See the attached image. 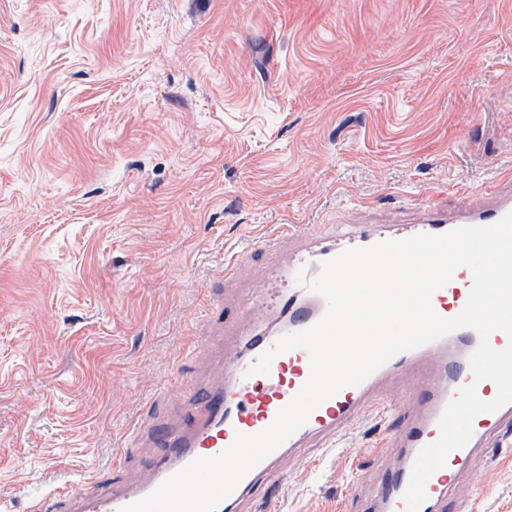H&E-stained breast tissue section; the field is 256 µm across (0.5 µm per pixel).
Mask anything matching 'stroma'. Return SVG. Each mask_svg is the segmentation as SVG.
<instances>
[{
  "label": "stroma",
  "mask_w": 512,
  "mask_h": 512,
  "mask_svg": "<svg viewBox=\"0 0 512 512\" xmlns=\"http://www.w3.org/2000/svg\"><path fill=\"white\" fill-rule=\"evenodd\" d=\"M512 175V0H0V512L113 457L212 380V318L293 224H407ZM368 417L289 457L285 512H366L401 451ZM501 432L455 495L512 512ZM293 236V225L292 224H282L280 226L279 234L276 237L266 236L259 244L252 247V241H249L242 250L227 255L224 261V282L227 283L232 281L237 275V269L240 262L247 255L255 252V251H266L268 249L269 243L272 238H292ZM250 249V250H249ZM275 248L269 247V253H272Z\"/></svg>",
  "instance_id": "obj_1"
}]
</instances>
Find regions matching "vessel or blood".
<instances>
[{
	"label": "vessel or blood",
	"instance_id": "b4317fda",
	"mask_svg": "<svg viewBox=\"0 0 512 512\" xmlns=\"http://www.w3.org/2000/svg\"><path fill=\"white\" fill-rule=\"evenodd\" d=\"M490 205L475 210L449 212L428 205L416 224L401 232L375 225L332 238L329 244L304 242L292 261L279 269L280 287L264 294L244 293L237 300L238 311L248 312L252 322L242 329L244 346L238 353L222 357V375L202 386L185 408L184 418L165 425L158 433L162 452L150 463L148 478L140 483L126 479L123 458L112 461V482L99 490L90 480L68 483L62 489L37 498L34 512H121L122 508L148 496L167 478L199 457L221 454L236 433L256 434L267 428L278 411L286 406L310 377L307 350L295 348L274 358L268 374L246 376V369L284 335L315 325L326 311L324 298L298 284L297 274L316 278L325 261L349 248L369 247L383 241H398L422 233L443 234L463 226H487L512 211V179L494 191ZM473 273L458 267L445 286L434 292L431 302L441 317L461 312L463 299L473 286ZM479 344L478 334L461 329L435 342L400 353L358 386H346L313 410L307 422L281 447L250 470L234 492L223 499L216 512H240L242 503L261 498L267 512H278V499L269 494L272 482L283 478L290 456H303L310 444H319L324 454H332L337 437L344 430L374 414L386 417L394 406L379 389L382 380L428 369L431 385L419 406L407 411V425L385 437L381 448L404 451V466L376 493V512H406L403 494L419 450L440 437L439 420L461 387L474 385L484 401L497 395L494 382L474 381L469 357ZM512 424V404L493 413L478 415L473 435L463 448L452 451L444 467L434 472L425 485L426 500L419 512H448L450 489L456 479L474 467L479 450L495 430Z\"/></svg>",
	"mask_w": 512,
	"mask_h": 512
}]
</instances>
